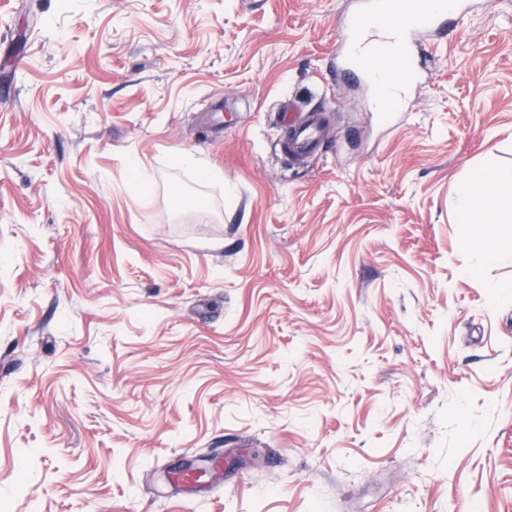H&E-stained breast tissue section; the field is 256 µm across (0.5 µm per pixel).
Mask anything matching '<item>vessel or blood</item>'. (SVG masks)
<instances>
[{
    "label": "vessel or blood",
    "mask_w": 512,
    "mask_h": 512,
    "mask_svg": "<svg viewBox=\"0 0 512 512\" xmlns=\"http://www.w3.org/2000/svg\"><path fill=\"white\" fill-rule=\"evenodd\" d=\"M485 0H354L342 19V36L336 44L330 73L357 77L374 92H381L380 76L363 67L369 54L393 52L404 78L391 90L392 99L379 117L394 125L398 113L407 111L414 92L422 84L417 48L427 38H444L458 29L469 14L486 9ZM276 142L282 161L302 162L323 150L324 117L321 112H295L290 103L280 106Z\"/></svg>",
    "instance_id": "1"
}]
</instances>
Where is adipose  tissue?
Segmentation results:
<instances>
[{"mask_svg":"<svg viewBox=\"0 0 512 512\" xmlns=\"http://www.w3.org/2000/svg\"><path fill=\"white\" fill-rule=\"evenodd\" d=\"M497 179L493 168H473L465 173L457 192L459 222L468 224L477 216L484 219L482 235L474 242L482 264L498 260L492 238L502 225L512 223V195L495 192Z\"/></svg>","mask_w":512,"mask_h":512,"instance_id":"adipose-tissue-1","label":"adipose tissue"}]
</instances>
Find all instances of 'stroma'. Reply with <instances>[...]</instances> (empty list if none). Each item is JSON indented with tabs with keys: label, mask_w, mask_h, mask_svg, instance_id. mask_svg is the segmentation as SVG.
<instances>
[{
	"label": "stroma",
	"mask_w": 512,
	"mask_h": 512,
	"mask_svg": "<svg viewBox=\"0 0 512 512\" xmlns=\"http://www.w3.org/2000/svg\"><path fill=\"white\" fill-rule=\"evenodd\" d=\"M490 2L388 130L323 78L349 0H0V512H512V229L475 276L456 213L512 191ZM284 100L332 108L288 169Z\"/></svg>",
	"instance_id": "35a3bbf8"
}]
</instances>
